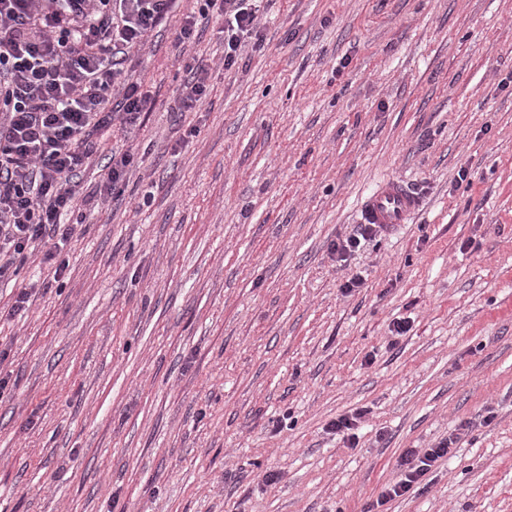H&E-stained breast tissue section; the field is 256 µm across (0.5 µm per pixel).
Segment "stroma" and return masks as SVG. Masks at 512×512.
Returning <instances> with one entry per match:
<instances>
[{
  "label": "stroma",
  "instance_id": "stroma-1",
  "mask_svg": "<svg viewBox=\"0 0 512 512\" xmlns=\"http://www.w3.org/2000/svg\"><path fill=\"white\" fill-rule=\"evenodd\" d=\"M263 7L228 69L212 24L150 33L125 71L152 107L102 139L135 154L122 195L83 206L62 281L0 284L32 293L0 318V512H512V0ZM390 175L419 210L337 255ZM361 407L355 446L328 432ZM184 72L187 77L183 83L182 93L175 102L172 112H193L199 109L207 97L209 70L196 59L184 62ZM455 442V438L449 437L433 448L407 449L398 462L397 477L382 492L381 497L377 500V506H383L394 498L420 491L424 487H421L423 477L439 461L449 458L452 452L451 445H454Z\"/></svg>",
  "mask_w": 512,
  "mask_h": 512
}]
</instances>
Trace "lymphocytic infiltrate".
I'll return each instance as SVG.
<instances>
[{"label": "lymphocytic infiltrate", "instance_id": "1", "mask_svg": "<svg viewBox=\"0 0 512 512\" xmlns=\"http://www.w3.org/2000/svg\"><path fill=\"white\" fill-rule=\"evenodd\" d=\"M180 0H0V282L42 252L54 278L69 266L50 241H67L77 209L75 184L100 149L99 136L121 122L140 123L149 94L123 82L124 64ZM254 0H200L183 17L178 33L191 42L199 20L224 35V65L232 67L248 45L263 38ZM186 79L173 110L192 112L203 104L208 69L183 65ZM119 100L109 102L111 87ZM451 440L407 449L398 475L381 502L420 491L424 476L449 458Z\"/></svg>", "mask_w": 512, "mask_h": 512}]
</instances>
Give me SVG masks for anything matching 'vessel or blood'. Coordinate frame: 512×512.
Masks as SVG:
<instances>
[{"label": "vessel or blood", "mask_w": 512, "mask_h": 512, "mask_svg": "<svg viewBox=\"0 0 512 512\" xmlns=\"http://www.w3.org/2000/svg\"><path fill=\"white\" fill-rule=\"evenodd\" d=\"M418 207L417 197L395 176L384 178L365 198L362 218L367 224L392 228L408 223Z\"/></svg>", "instance_id": "1"}]
</instances>
